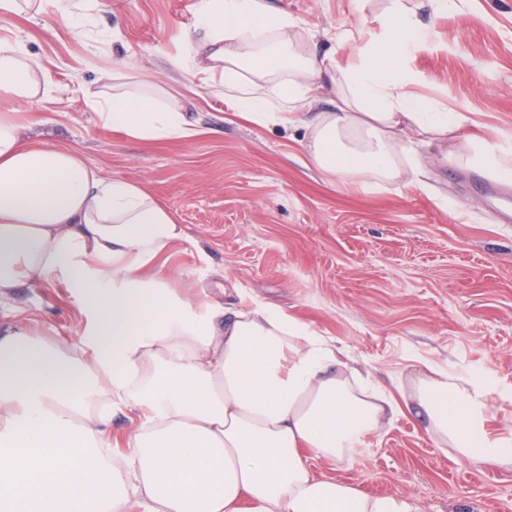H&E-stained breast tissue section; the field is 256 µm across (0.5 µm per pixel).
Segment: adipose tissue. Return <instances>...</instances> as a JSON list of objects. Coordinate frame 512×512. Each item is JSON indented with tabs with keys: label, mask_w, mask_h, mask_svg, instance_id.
<instances>
[{
	"label": "adipose tissue",
	"mask_w": 512,
	"mask_h": 512,
	"mask_svg": "<svg viewBox=\"0 0 512 512\" xmlns=\"http://www.w3.org/2000/svg\"><path fill=\"white\" fill-rule=\"evenodd\" d=\"M74 26L98 0H0V14L45 2ZM423 34L408 0H390L380 31L361 30L340 70L333 110L305 111L336 61L302 42L297 22L264 0H197L174 65L221 82L234 115L301 124L305 166L366 187L399 183L410 142L455 141L451 159L512 181V155L466 134L469 117L415 95L407 66ZM89 100L103 126L157 143L198 121L163 90L103 56ZM42 63L0 41V92L47 95ZM186 231L145 187L104 175L74 150L0 113V302L29 283L68 289L87 325L66 347L23 320L0 325V512H419L317 474L311 457L344 459L386 413H412L460 457L512 465L492 435L489 393L435 370L397 400L362 384L346 352L287 310L247 293L227 302L173 288L161 258ZM129 426L113 449L112 422Z\"/></svg>",
	"instance_id": "adipose-tissue-1"
}]
</instances>
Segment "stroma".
Returning a JSON list of instances; mask_svg holds the SVG:
<instances>
[{"label": "stroma", "mask_w": 512, "mask_h": 512, "mask_svg": "<svg viewBox=\"0 0 512 512\" xmlns=\"http://www.w3.org/2000/svg\"><path fill=\"white\" fill-rule=\"evenodd\" d=\"M196 0H100L73 28L54 11L0 19V40L43 62L58 94L25 105L36 132L80 152L106 175L144 185L184 224L168 254L177 288L237 289L278 305L353 357L360 371L424 365L490 391L493 433L512 436V202L496 178L418 148L427 189L409 180L362 189L304 167L303 127L228 123L233 106L174 67ZM346 64L359 25L379 29L389 0H267ZM425 35L408 59L416 92L468 112L512 150V0H413ZM163 83L202 131L145 143L100 124L86 95L100 88L98 54ZM0 309L25 313L49 341L77 342L85 321L67 288L18 289ZM318 473L421 512H512V466L462 460L412 416L385 420L345 460Z\"/></svg>", "instance_id": "35a3bbf8"}]
</instances>
